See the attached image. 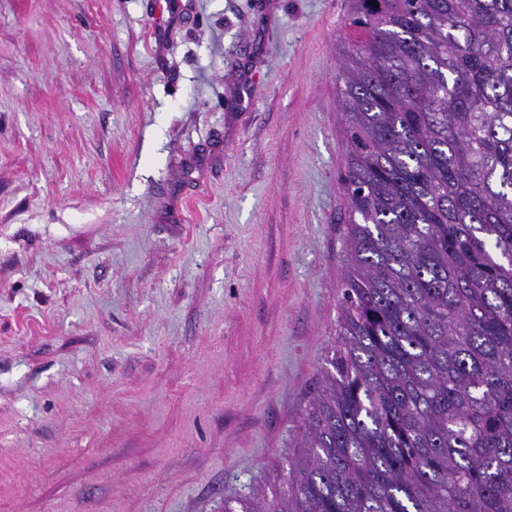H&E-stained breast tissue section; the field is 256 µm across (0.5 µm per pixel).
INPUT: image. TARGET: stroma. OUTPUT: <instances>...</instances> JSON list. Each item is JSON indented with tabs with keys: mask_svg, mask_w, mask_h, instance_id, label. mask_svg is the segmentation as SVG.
<instances>
[{
	"mask_svg": "<svg viewBox=\"0 0 512 512\" xmlns=\"http://www.w3.org/2000/svg\"><path fill=\"white\" fill-rule=\"evenodd\" d=\"M349 0H0V512H222L334 344Z\"/></svg>",
	"mask_w": 512,
	"mask_h": 512,
	"instance_id": "1",
	"label": "stroma"
}]
</instances>
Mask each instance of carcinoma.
I'll return each mask as SVG.
<instances>
[{"mask_svg": "<svg viewBox=\"0 0 512 512\" xmlns=\"http://www.w3.org/2000/svg\"><path fill=\"white\" fill-rule=\"evenodd\" d=\"M338 346L224 512H512V0H351Z\"/></svg>", "mask_w": 512, "mask_h": 512, "instance_id": "1", "label": "carcinoma"}]
</instances>
